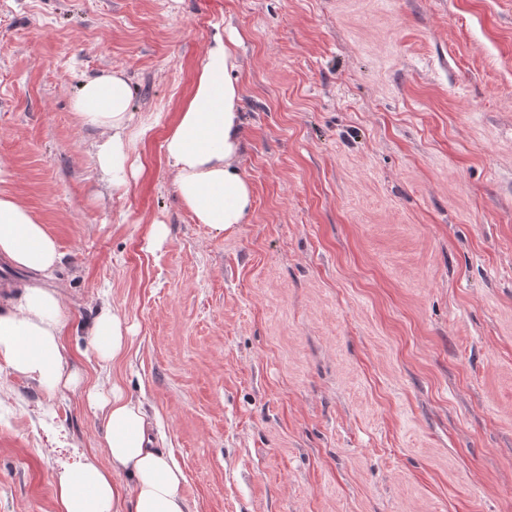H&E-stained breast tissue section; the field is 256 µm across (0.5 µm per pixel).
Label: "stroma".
<instances>
[{"label":"stroma","instance_id":"1","mask_svg":"<svg viewBox=\"0 0 512 512\" xmlns=\"http://www.w3.org/2000/svg\"><path fill=\"white\" fill-rule=\"evenodd\" d=\"M219 27L255 197L224 234L161 148ZM112 70L151 127L120 190L71 108ZM0 192L56 239L69 326L132 327L109 363L69 336L54 398L0 371V512L111 468L85 390L115 382L191 512H512V0H0Z\"/></svg>","mask_w":512,"mask_h":512}]
</instances>
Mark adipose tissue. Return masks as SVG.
Returning <instances> with one entry per match:
<instances>
[{
    "label": "adipose tissue",
    "instance_id": "adipose-tissue-1",
    "mask_svg": "<svg viewBox=\"0 0 512 512\" xmlns=\"http://www.w3.org/2000/svg\"><path fill=\"white\" fill-rule=\"evenodd\" d=\"M239 45L235 36L214 33L191 93L162 144L181 204L197 223L218 233L245 223L254 198L253 185L240 166L241 90L233 76ZM131 98L128 78L112 71L83 82L72 100L81 124L99 133L92 157L116 190L138 175L132 145L148 131L136 122ZM0 259L40 277L0 304V369L33 380L49 397L77 386L78 373L63 363L67 320L62 297L48 285L62 261L59 246L29 208L3 193ZM85 334L92 355L111 361L126 352L131 328L120 310H105ZM86 400L105 415L112 467L104 469L87 458L60 474L55 483L57 512H119L125 491L131 512H189L182 471L148 446L141 403L117 383L106 391L89 388ZM123 474L129 478L125 486L119 482Z\"/></svg>",
    "mask_w": 512,
    "mask_h": 512
}]
</instances>
